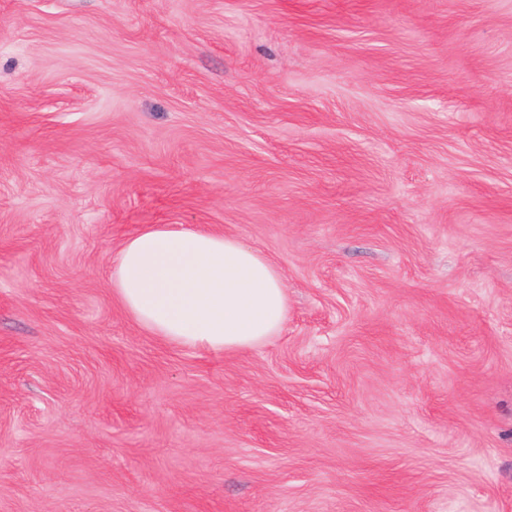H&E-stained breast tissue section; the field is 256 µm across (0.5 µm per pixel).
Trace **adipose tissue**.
<instances>
[{
    "label": "adipose tissue",
    "mask_w": 512,
    "mask_h": 512,
    "mask_svg": "<svg viewBox=\"0 0 512 512\" xmlns=\"http://www.w3.org/2000/svg\"><path fill=\"white\" fill-rule=\"evenodd\" d=\"M112 292L152 335L186 349L243 351L287 320V286L237 237L153 224L122 244Z\"/></svg>",
    "instance_id": "1"
}]
</instances>
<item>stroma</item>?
<instances>
[{
  "mask_svg": "<svg viewBox=\"0 0 512 512\" xmlns=\"http://www.w3.org/2000/svg\"><path fill=\"white\" fill-rule=\"evenodd\" d=\"M151 224L288 286L140 327ZM0 512H512V0H0ZM112 293L143 329L186 349L243 351L287 320V286L237 237L153 224L122 244Z\"/></svg>",
  "mask_w": 512,
  "mask_h": 512,
  "instance_id": "1",
  "label": "stroma"
}]
</instances>
